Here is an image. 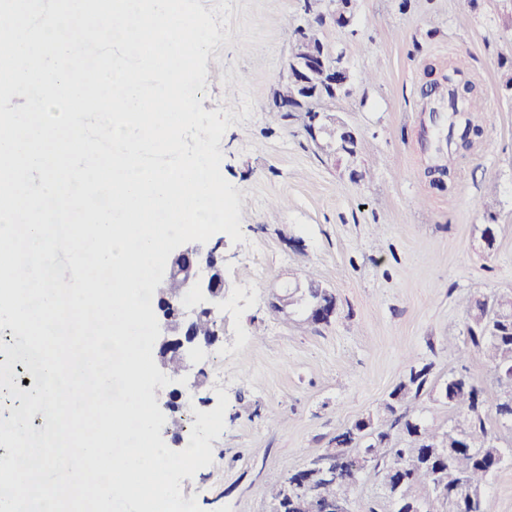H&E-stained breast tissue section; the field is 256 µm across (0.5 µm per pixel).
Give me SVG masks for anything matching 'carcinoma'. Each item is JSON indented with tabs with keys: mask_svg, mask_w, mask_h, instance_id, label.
I'll use <instances>...</instances> for the list:
<instances>
[{
	"mask_svg": "<svg viewBox=\"0 0 512 512\" xmlns=\"http://www.w3.org/2000/svg\"><path fill=\"white\" fill-rule=\"evenodd\" d=\"M279 96L299 113L303 127H308L310 111L297 101L298 91L291 81L280 83ZM447 112L448 132L437 139L434 154L436 167L451 172L458 158L453 134L462 126L480 128L482 99L473 93L460 101L450 89ZM464 307L466 336L457 353L463 359L477 352L489 362L503 386L495 404L488 406L482 385L466 375L452 374L440 385L432 383L430 365L417 361L410 363L389 393L381 416H368L354 423L358 428L373 423L378 443L367 440L364 446L371 468L381 473L384 482H403L402 495L390 500L392 512H412L423 499L433 503L431 512H487L485 496L478 489L485 487L506 463H512V448L501 445V437L488 418L492 410L498 423L512 430V418L505 417L507 412L512 414V293L468 298ZM191 332L204 345L212 346L217 341L218 321L202 315L192 323ZM434 393L455 411L453 424L442 433L425 423L419 409V400ZM457 423L465 428L464 447L443 459H428L436 438L453 447L451 429ZM397 427L401 437L393 444L391 434ZM353 488L354 483L340 472L336 481L323 487L322 494L330 499H349Z\"/></svg>",
	"mask_w": 512,
	"mask_h": 512,
	"instance_id": "obj_1",
	"label": "carcinoma"
}]
</instances>
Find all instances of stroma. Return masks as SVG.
I'll list each match as a JSON object with an SVG mask.
<instances>
[{"mask_svg": "<svg viewBox=\"0 0 512 512\" xmlns=\"http://www.w3.org/2000/svg\"><path fill=\"white\" fill-rule=\"evenodd\" d=\"M220 35L209 49L203 110L227 112L218 149L245 239L212 236L226 293L222 334L187 361L185 406L212 410L228 395L213 462L180 481L203 512H271L267 486L334 448L374 412L416 359L443 383L479 381L500 395L479 354L458 359L463 299L512 292V0H359L353 24L326 25L355 87L324 103L362 138L366 179L353 182L307 136L300 120L268 119L292 49L302 0H199ZM461 66L485 104L483 140L460 157L446 187L427 170L446 125L429 121L431 80ZM373 81H366V74ZM237 87L224 94L225 83ZM286 200L271 207L272 198ZM496 243L484 251L488 213ZM266 268L257 275L256 264ZM314 271L336 296V317L307 329L275 316L284 281Z\"/></svg>", "mask_w": 512, "mask_h": 512, "instance_id": "obj_1", "label": "stroma"}]
</instances>
